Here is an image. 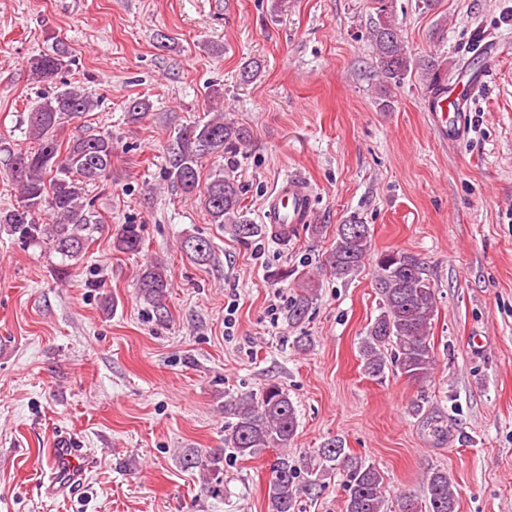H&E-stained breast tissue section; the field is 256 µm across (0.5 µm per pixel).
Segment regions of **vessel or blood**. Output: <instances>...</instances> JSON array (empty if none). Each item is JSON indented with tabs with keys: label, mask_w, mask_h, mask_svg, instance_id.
I'll return each mask as SVG.
<instances>
[{
	"label": "vessel or blood",
	"mask_w": 512,
	"mask_h": 512,
	"mask_svg": "<svg viewBox=\"0 0 512 512\" xmlns=\"http://www.w3.org/2000/svg\"><path fill=\"white\" fill-rule=\"evenodd\" d=\"M313 188L302 177L283 179L266 199L271 224L277 233L288 235L298 225L307 223L312 210ZM83 449L59 440L49 449L46 460L45 493L59 494L75 489L86 463Z\"/></svg>",
	"instance_id": "vessel-or-blood-1"
}]
</instances>
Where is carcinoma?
Listing matches in <instances>:
<instances>
[{
	"label": "carcinoma",
	"instance_id": "1",
	"mask_svg": "<svg viewBox=\"0 0 512 512\" xmlns=\"http://www.w3.org/2000/svg\"><path fill=\"white\" fill-rule=\"evenodd\" d=\"M376 18L369 34L375 48L382 83L399 85L410 71L412 58L395 22L394 0H375ZM66 48L55 45L29 62L31 79L36 83L53 82L66 65ZM423 71L428 88L435 94L445 89L447 62L430 58ZM99 98L82 85L62 84L40 97L28 113V130L38 141V149L8 152L5 174L17 186L18 204L0 210V231L11 236L23 248H46L60 257V273H68L69 262L79 260L87 249V231L96 223L94 200L86 197L85 187L108 180L112 174V135H79L66 148L55 137L65 122L94 111ZM127 118L138 123L150 111V104L135 99L127 103ZM249 131L224 121L218 112L204 123L177 131L166 148L164 174L183 194L193 196L199 187L203 160L208 157L235 158L245 147ZM241 187L235 177L222 168L214 172L200 196V203L213 224H227L233 233L248 239L263 231L240 216ZM47 214L50 222L40 223ZM356 232L340 224L335 243L323 262L338 278L358 272L365 261L375 266L374 288L379 296V313L366 329L360 345L362 372L380 380L393 368L417 382L431 378L436 356L430 340L432 322L437 316L435 290L424 263L402 251L374 254L368 225L352 217ZM113 247L123 253L141 250L138 225L123 224L112 239ZM181 249L193 261L204 264L211 258L212 243L200 236H187ZM297 276L302 293L289 306L288 320L300 321L312 300L315 274L280 270L273 274L278 282ZM170 283L164 267L151 262L141 269L138 294L159 314L166 311ZM224 417L232 419L224 434V447L205 451L188 449L182 454L186 469H198L213 476L209 487L221 492L224 452L255 457L268 449L276 451L270 464L267 498L269 512H296L302 494L321 487L324 473L333 471L345 449L342 442L330 439L307 456H291L288 448L298 428L297 409L288 391L276 383L258 392L246 391L224 400ZM304 483H299L300 477ZM349 494L345 512H386L384 476L374 466L352 461L348 466ZM456 493L448 473L435 470L427 475L425 506L403 497L398 512H455Z\"/></svg>",
	"mask_w": 512,
	"mask_h": 512
}]
</instances>
